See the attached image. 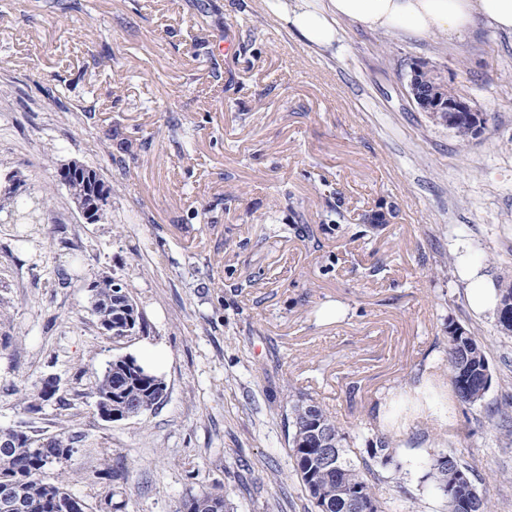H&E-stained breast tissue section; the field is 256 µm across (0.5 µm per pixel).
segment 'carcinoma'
<instances>
[{
  "instance_id": "1",
  "label": "carcinoma",
  "mask_w": 512,
  "mask_h": 512,
  "mask_svg": "<svg viewBox=\"0 0 512 512\" xmlns=\"http://www.w3.org/2000/svg\"><path fill=\"white\" fill-rule=\"evenodd\" d=\"M92 310L100 324L123 325L132 316L136 303L111 277L91 283ZM448 377L457 397L467 403L482 400L491 382L485 349L462 326L448 325ZM164 383L153 375L141 377L124 358L112 360L99 381L98 399L112 400V407L143 413L162 399ZM292 426L288 444L294 471L318 512H383L371 485L360 469L346 456L343 435L336 417L305 393L297 396L291 407ZM336 438V460L326 464L319 449L306 448L322 435ZM0 438L13 443L0 454V482L19 486L30 504L29 512H67L72 495L61 483L43 478L46 467L68 461L81 435L35 439L14 428L0 429ZM429 476L448 502V512H491L489 498L479 491L470 470L450 455L432 460ZM224 491L204 487L185 503L186 512H225Z\"/></svg>"
}]
</instances>
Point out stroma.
<instances>
[{
	"instance_id": "stroma-1",
	"label": "stroma",
	"mask_w": 512,
	"mask_h": 512,
	"mask_svg": "<svg viewBox=\"0 0 512 512\" xmlns=\"http://www.w3.org/2000/svg\"><path fill=\"white\" fill-rule=\"evenodd\" d=\"M294 7L0 0V201H45L37 256L0 224V428L81 433L45 478L86 512H184L204 486L230 512H317L287 443L305 391L385 512H448L427 476L441 453L512 512V336L470 309L463 268L512 279V35L343 23L320 48ZM416 64L483 114L469 143L409 101ZM70 160L109 189L106 223L61 183ZM376 210L388 224L366 222ZM98 275L136 302L135 335L103 333ZM452 323L488 354L475 403L448 380ZM146 346L168 353L165 398L103 420L108 363ZM49 375L55 397L27 411ZM382 438L387 465L368 453Z\"/></svg>"
}]
</instances>
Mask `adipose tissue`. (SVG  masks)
Returning a JSON list of instances; mask_svg holds the SVG:
<instances>
[{"label":"adipose tissue","instance_id":"obj_1","mask_svg":"<svg viewBox=\"0 0 512 512\" xmlns=\"http://www.w3.org/2000/svg\"><path fill=\"white\" fill-rule=\"evenodd\" d=\"M291 22L311 44L327 47L345 22L370 31L422 38L442 34L456 39L476 24L512 35V0H301Z\"/></svg>","mask_w":512,"mask_h":512}]
</instances>
